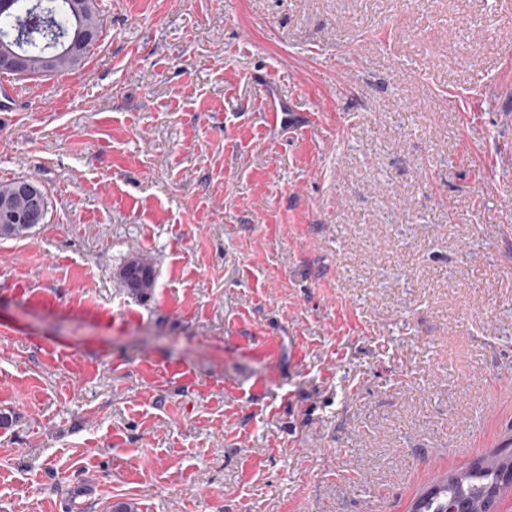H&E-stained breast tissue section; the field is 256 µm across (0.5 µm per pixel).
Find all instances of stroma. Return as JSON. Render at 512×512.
Wrapping results in <instances>:
<instances>
[{"label":"stroma","mask_w":512,"mask_h":512,"mask_svg":"<svg viewBox=\"0 0 512 512\" xmlns=\"http://www.w3.org/2000/svg\"><path fill=\"white\" fill-rule=\"evenodd\" d=\"M100 9L0 105L50 199L0 241V512H408L511 438L512 0ZM121 279L135 294H147L155 288V276L152 266L139 255L131 256L120 272Z\"/></svg>","instance_id":"stroma-1"}]
</instances>
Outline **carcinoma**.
Wrapping results in <instances>:
<instances>
[{
  "mask_svg": "<svg viewBox=\"0 0 512 512\" xmlns=\"http://www.w3.org/2000/svg\"><path fill=\"white\" fill-rule=\"evenodd\" d=\"M44 10L33 16L25 11L31 0H14L11 14H0V39L11 36L12 46L28 54L26 71L30 75L73 71L84 59L86 45L79 24L100 30L98 0H38ZM68 35L66 54L59 57L47 70L40 62V45L56 37ZM37 198L17 192L18 180L0 182V205L7 202L24 212L43 205L49 212V197L45 186L37 180L29 181ZM35 231L33 224H0L1 240H24ZM121 279L135 294H147L155 288L152 266L140 256H132L120 272ZM512 469V450L501 448L472 463L467 468L448 474L444 481L433 484L419 500L415 512H448V504L460 501L466 504L464 512H480L488 503L500 500L512 487L505 473Z\"/></svg>",
  "mask_w": 512,
  "mask_h": 512,
  "instance_id": "1",
  "label": "carcinoma"
}]
</instances>
